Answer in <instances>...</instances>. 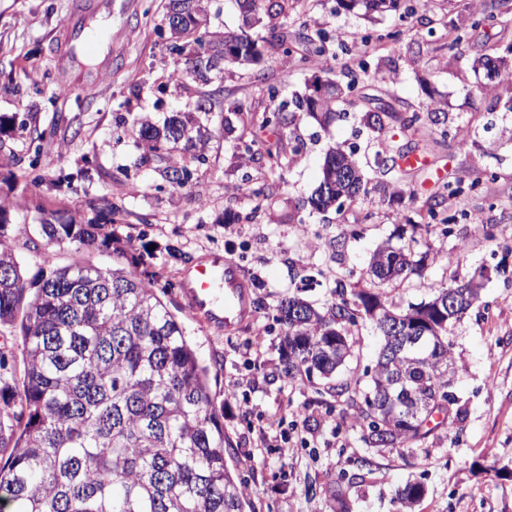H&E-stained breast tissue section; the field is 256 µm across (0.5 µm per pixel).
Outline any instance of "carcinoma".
Segmentation results:
<instances>
[{
    "label": "carcinoma",
    "mask_w": 512,
    "mask_h": 512,
    "mask_svg": "<svg viewBox=\"0 0 512 512\" xmlns=\"http://www.w3.org/2000/svg\"><path fill=\"white\" fill-rule=\"evenodd\" d=\"M254 14L269 37L260 41L246 31L209 30L208 0H170L169 12L186 17L174 48L186 54L184 81L206 84L208 69L195 56V46H210L213 56L224 55V45L235 41L241 54L223 66L253 64L263 58L262 44L282 48L285 58L302 69H320L331 54L324 30L303 36L291 46L278 34L279 22L288 19L300 0H236ZM351 10L365 8V16L398 11L416 13L405 0H339ZM508 22L504 13L481 9L470 27L448 29V50L468 43L472 32ZM488 86L512 102V67L500 66ZM355 80L334 82L326 97L299 101L302 115L321 125L336 116ZM222 102L208 95L195 111L176 112L161 122L147 116L135 121L132 134L140 150L138 161L151 164L173 186L189 179L183 157L173 153L181 144L199 152L210 139L209 128L197 113ZM448 113L442 103L430 104L396 116L384 108L363 115L364 124L380 138L377 164L395 183L415 170L401 165L414 151L425 154L430 144H444L451 136ZM296 114L274 112L262 126L284 130ZM410 132L414 146L397 144L392 122ZM26 120L0 116L1 135L26 130ZM367 180L354 154L340 147L326 152L318 187L304 201L311 210H339L366 192ZM462 192L461 182L448 181L425 201L431 221L450 219L438 208ZM0 208V323L18 324L25 346L23 394L15 402L14 386L0 379V502L13 512H244L245 484L240 473L224 460V425L220 421L208 382L177 316L152 284L123 268L102 269L88 261L54 263L52 247L65 240L87 248H110L109 235L96 219L80 213L54 214L42 224H10ZM38 235V276L29 281L10 241ZM427 254L386 244L378 248L370 267L382 283L404 280L418 273ZM462 297L456 316L435 322L436 334L415 347L409 358L395 359L391 350L396 333L392 323L410 310H397L377 294L358 290L353 282L336 284L338 300L324 310L297 296L282 299L273 320L283 328L286 351L283 372L295 379L318 376L331 379L351 356L353 340L348 327L365 316L382 337L374 367L336 383V396L364 425L362 439L373 448H410L447 427L448 407L456 403L448 392V368L456 365L448 333L479 300L480 284L462 279L452 285ZM342 348L336 349V341ZM424 494L419 483L398 494L400 508L408 509Z\"/></svg>",
    "instance_id": "1"
}]
</instances>
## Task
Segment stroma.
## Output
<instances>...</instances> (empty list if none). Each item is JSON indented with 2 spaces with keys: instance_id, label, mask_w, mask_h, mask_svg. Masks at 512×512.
Instances as JSON below:
<instances>
[{
  "instance_id": "1",
  "label": "stroma",
  "mask_w": 512,
  "mask_h": 512,
  "mask_svg": "<svg viewBox=\"0 0 512 512\" xmlns=\"http://www.w3.org/2000/svg\"><path fill=\"white\" fill-rule=\"evenodd\" d=\"M72 2L0 0V114L28 125L6 138L11 155L0 159V202L11 223L36 224L58 212L106 215L115 206L127 211V220L112 227L108 251L67 242L56 247L55 261L131 267L156 287H168L166 301L211 371L215 406L231 443L225 459L245 478L252 512H336L340 500L348 512H399L398 493L410 482L426 489L410 512H512V109L484 94V77L472 69L476 55L512 50V24L477 30L465 48L437 51L433 44L446 42L449 25L469 26L468 0H430L404 22L392 12L367 20L337 0H300L284 32L292 43L305 30L338 33L343 47L322 76L357 72L351 102L337 105L329 126L305 118L280 135L264 133L266 113L294 111L311 73L274 52L257 65L229 66L217 88L251 109L244 137L260 135V149L253 160L241 159L234 135L219 134V120L210 116L214 136L204 158L187 159L191 178L174 188L150 168L135 166L131 135L134 117L163 120L193 107L205 92L176 77L164 0H113L112 67L90 96L58 87L53 46ZM399 25L405 28L400 40L376 42L357 58L366 29ZM433 98L443 103L457 137L430 146L428 169L388 190L370 175L369 194L337 212L312 215L298 208L318 186L330 146L353 152L359 164L371 160L374 134L361 121L364 112L382 100L402 115ZM297 141L304 149L295 158ZM273 148L281 169L268 200L258 205L238 186L261 177ZM442 175L482 180V193L445 201L451 234L413 235V225L428 221L424 201ZM476 212L492 237L466 222ZM386 243L426 253L424 269L379 283L369 262ZM171 246L179 257L168 255ZM212 253L233 259L252 286V320L234 333H214L195 319L177 286L184 266ZM481 268L487 278L480 299L449 335L460 410L451 430H436L415 448H370L359 420L341 413L325 381L282 379L281 329L272 320L282 298L294 294L323 308L334 301L337 282L351 276L361 289L404 310L428 301L430 284H449ZM353 334L347 375L373 366L380 349L369 320H360ZM272 423L277 445L261 447Z\"/></svg>"
}]
</instances>
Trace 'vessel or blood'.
Instances as JSON below:
<instances>
[{"mask_svg":"<svg viewBox=\"0 0 512 512\" xmlns=\"http://www.w3.org/2000/svg\"><path fill=\"white\" fill-rule=\"evenodd\" d=\"M111 19L112 0H95L86 6L76 0L72 17L58 40L55 60L61 73H76L77 85L85 93L95 91L101 72L90 65L99 50L89 34L93 17ZM182 295L195 317L219 333L239 329L252 319L248 280L241 268L221 255L206 256L180 273Z\"/></svg>","mask_w":512,"mask_h":512,"instance_id":"vessel-or-blood-1","label":"vessel or blood"}]
</instances>
